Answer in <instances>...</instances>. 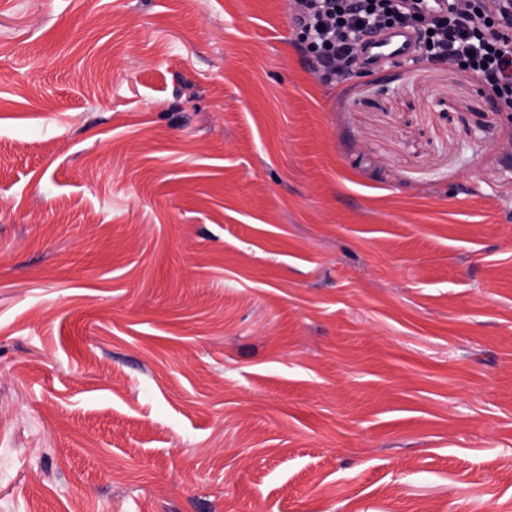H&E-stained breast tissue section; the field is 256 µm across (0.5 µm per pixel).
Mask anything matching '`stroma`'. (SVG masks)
<instances>
[{"label":"stroma","instance_id":"1","mask_svg":"<svg viewBox=\"0 0 512 512\" xmlns=\"http://www.w3.org/2000/svg\"><path fill=\"white\" fill-rule=\"evenodd\" d=\"M293 13L0 0V512H512V114Z\"/></svg>","mask_w":512,"mask_h":512}]
</instances>
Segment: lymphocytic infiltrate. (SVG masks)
I'll use <instances>...</instances> for the list:
<instances>
[{"mask_svg":"<svg viewBox=\"0 0 512 512\" xmlns=\"http://www.w3.org/2000/svg\"><path fill=\"white\" fill-rule=\"evenodd\" d=\"M424 0H301L291 18L296 41L325 84L360 72L368 37L394 27L412 29L433 63L454 57L512 109V0H476L469 16L455 7L432 11Z\"/></svg>","mask_w":512,"mask_h":512,"instance_id":"f902f5d3","label":"lymphocytic infiltrate"}]
</instances>
